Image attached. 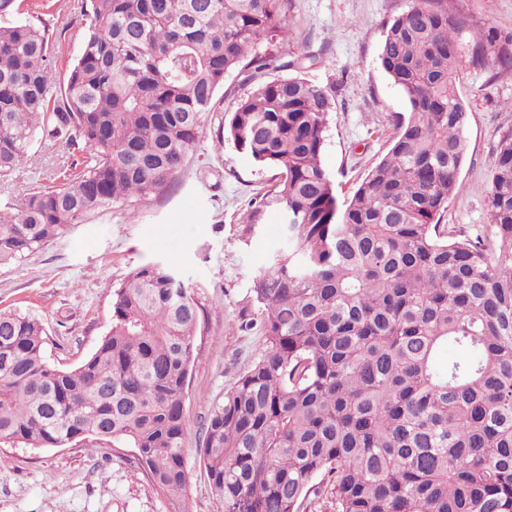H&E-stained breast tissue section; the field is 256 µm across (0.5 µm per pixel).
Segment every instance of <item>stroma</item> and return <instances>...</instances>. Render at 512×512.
Here are the masks:
<instances>
[{
	"instance_id": "stroma-1",
	"label": "stroma",
	"mask_w": 512,
	"mask_h": 512,
	"mask_svg": "<svg viewBox=\"0 0 512 512\" xmlns=\"http://www.w3.org/2000/svg\"><path fill=\"white\" fill-rule=\"evenodd\" d=\"M409 0H293L289 40L266 45L277 60L315 55L305 77L333 90L325 168L338 200L348 199L387 153L398 133L396 114L408 111L401 92L378 61L389 19ZM474 29L512 32V0H455ZM82 0H14L0 23L49 22L61 53L53 72L67 69L82 44ZM458 90L469 114L460 191L448 200L441 223L472 233L489 224L486 193L495 165L492 144L512 127V74L494 57L484 68L461 61ZM179 173L175 188L114 204L77 218L66 231L23 259L0 267V311L39 318L47 331L46 356L72 366L89 356L112 324V294L134 268L161 260L193 290L199 323L184 397L183 444L189 512H224L198 454L212 405L258 356L263 337L247 328L244 306L253 278L274 253L288 248L282 214L269 210L249 229V201L272 178L244 152L225 143L216 151L214 118ZM79 152L42 139L28 163L0 179V205L27 193L57 168L79 162ZM139 212L131 220V212ZM0 512H167L134 449L69 445L0 446Z\"/></svg>"
}]
</instances>
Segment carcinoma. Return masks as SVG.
I'll use <instances>...</instances> for the list:
<instances>
[{"mask_svg":"<svg viewBox=\"0 0 512 512\" xmlns=\"http://www.w3.org/2000/svg\"><path fill=\"white\" fill-rule=\"evenodd\" d=\"M450 0H409L378 60L408 104L400 134L338 204L322 165L331 89L266 79L256 52L292 33V0H86L80 53L58 81L49 25H0V177L52 139L85 152L0 206V265L85 214L165 192L221 111L235 72L252 90L224 140L277 182L249 203V230L277 208L288 251L252 281L264 347L212 407L199 454L224 512H512V128L494 145L490 224L439 223L460 189L468 110L456 75L469 27ZM512 33L473 39L470 64ZM198 306L168 265L133 269L112 325L72 367L46 357L32 316L0 311V446L133 448L169 512H188L184 394ZM464 355L442 358L448 345Z\"/></svg>","mask_w":512,"mask_h":512,"instance_id":"obj_1","label":"carcinoma"}]
</instances>
